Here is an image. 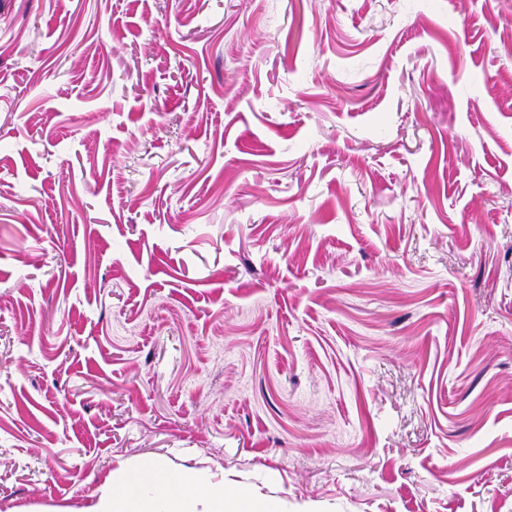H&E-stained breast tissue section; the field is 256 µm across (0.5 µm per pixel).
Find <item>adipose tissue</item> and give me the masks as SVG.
Segmentation results:
<instances>
[{"mask_svg":"<svg viewBox=\"0 0 512 512\" xmlns=\"http://www.w3.org/2000/svg\"><path fill=\"white\" fill-rule=\"evenodd\" d=\"M246 499L242 492L226 495L223 486L192 470L163 478L151 464L127 478L121 471L110 472L80 512H198L203 501L210 504V512H243Z\"/></svg>","mask_w":512,"mask_h":512,"instance_id":"ef3b65f1","label":"adipose tissue"}]
</instances>
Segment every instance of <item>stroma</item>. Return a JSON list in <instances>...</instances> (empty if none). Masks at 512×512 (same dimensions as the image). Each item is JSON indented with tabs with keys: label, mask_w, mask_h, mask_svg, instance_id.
<instances>
[{
	"label": "stroma",
	"mask_w": 512,
	"mask_h": 512,
	"mask_svg": "<svg viewBox=\"0 0 512 512\" xmlns=\"http://www.w3.org/2000/svg\"><path fill=\"white\" fill-rule=\"evenodd\" d=\"M512 512V0H0V512ZM120 470L111 471L99 494L93 496L83 508L76 512H243L242 504L247 495L237 492L224 494V486L202 478L193 470L167 478L169 490L165 495L152 496L148 492L163 478L156 465H146L138 473L122 483ZM206 501L211 510L199 511L197 506Z\"/></svg>",
	"instance_id": "obj_1"
}]
</instances>
